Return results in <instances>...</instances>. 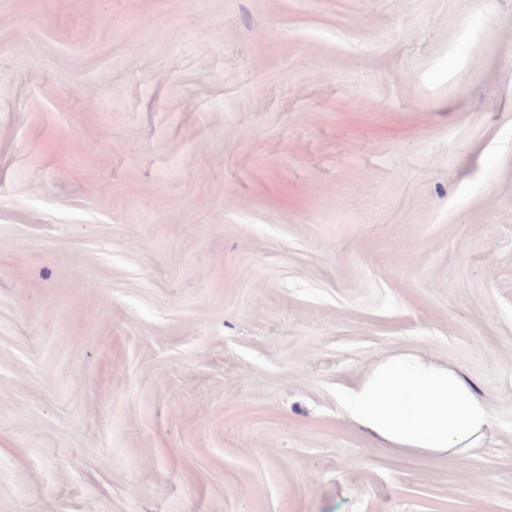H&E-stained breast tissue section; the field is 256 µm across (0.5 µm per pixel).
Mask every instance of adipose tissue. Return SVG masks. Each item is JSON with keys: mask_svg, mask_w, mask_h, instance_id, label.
I'll use <instances>...</instances> for the list:
<instances>
[{"mask_svg": "<svg viewBox=\"0 0 512 512\" xmlns=\"http://www.w3.org/2000/svg\"><path fill=\"white\" fill-rule=\"evenodd\" d=\"M343 403L374 440L406 451L476 447L493 417L490 403L455 370L410 352L373 365Z\"/></svg>", "mask_w": 512, "mask_h": 512, "instance_id": "ef3b65f1", "label": "adipose tissue"}]
</instances>
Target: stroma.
<instances>
[{
	"label": "stroma",
	"mask_w": 512,
	"mask_h": 512,
	"mask_svg": "<svg viewBox=\"0 0 512 512\" xmlns=\"http://www.w3.org/2000/svg\"><path fill=\"white\" fill-rule=\"evenodd\" d=\"M0 512H512V0H0ZM343 403L374 440L406 451L474 448L493 417L490 403L455 370L410 352L373 365Z\"/></svg>",
	"instance_id": "1"
}]
</instances>
